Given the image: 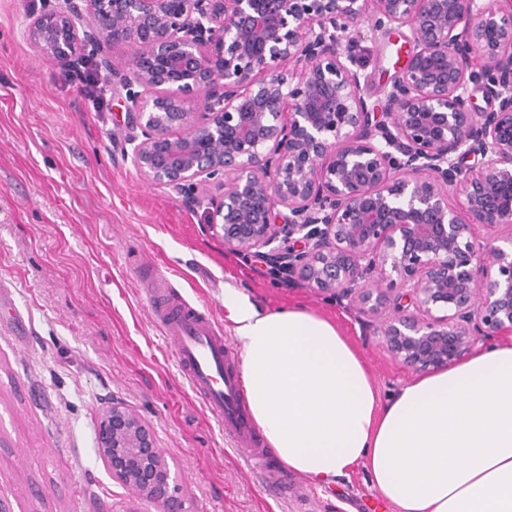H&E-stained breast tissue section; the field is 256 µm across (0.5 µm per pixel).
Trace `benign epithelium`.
Segmentation results:
<instances>
[{"label":"benign epithelium","instance_id":"obj_1","mask_svg":"<svg viewBox=\"0 0 512 512\" xmlns=\"http://www.w3.org/2000/svg\"><path fill=\"white\" fill-rule=\"evenodd\" d=\"M395 25L414 47L371 107L353 47ZM27 38L61 67L92 40L126 91L143 179L178 188L224 173L209 200L224 245L260 252L322 294L355 296L404 365L437 370L512 334V8L66 0L34 18ZM115 46L131 52L129 65L112 63ZM472 87L490 109H472ZM465 154L480 166L463 169ZM97 444L113 479L157 512H187L153 432L125 404L104 411Z\"/></svg>","mask_w":512,"mask_h":512}]
</instances>
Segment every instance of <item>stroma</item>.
<instances>
[{"mask_svg": "<svg viewBox=\"0 0 512 512\" xmlns=\"http://www.w3.org/2000/svg\"><path fill=\"white\" fill-rule=\"evenodd\" d=\"M59 0H0V499L12 512H156L114 481L97 448L104 409L118 400L153 431L192 512H394L363 466L327 486L289 473L278 499L250 473L180 375L153 314L155 267L224 334L232 286L270 310L303 306L338 323L381 395L413 378L377 322L352 299L273 276L261 257L230 251L209 222L224 182L172 188L131 164L124 108L100 111L65 68L40 56L32 13ZM408 28L356 50L369 103L394 76Z\"/></svg>", "mask_w": 512, "mask_h": 512, "instance_id": "obj_1", "label": "stroma"}]
</instances>
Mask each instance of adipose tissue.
Masks as SVG:
<instances>
[{
	"label": "adipose tissue",
	"mask_w": 512,
	"mask_h": 512,
	"mask_svg": "<svg viewBox=\"0 0 512 512\" xmlns=\"http://www.w3.org/2000/svg\"><path fill=\"white\" fill-rule=\"evenodd\" d=\"M224 308L253 420L290 470L325 485L362 465L396 512H512V345L384 398L329 319L265 310L231 286Z\"/></svg>",
	"instance_id": "adipose-tissue-1"
}]
</instances>
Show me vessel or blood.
Masks as SVG:
<instances>
[{"label":"vessel or blood","mask_w":512,"mask_h":512,"mask_svg":"<svg viewBox=\"0 0 512 512\" xmlns=\"http://www.w3.org/2000/svg\"><path fill=\"white\" fill-rule=\"evenodd\" d=\"M152 298L153 311L192 393L221 423L225 436L246 462L258 470L280 498H287L293 487L264 447L235 368L234 351L222 330L209 314L175 298L170 288L153 289Z\"/></svg>","instance_id":"obj_1"}]
</instances>
